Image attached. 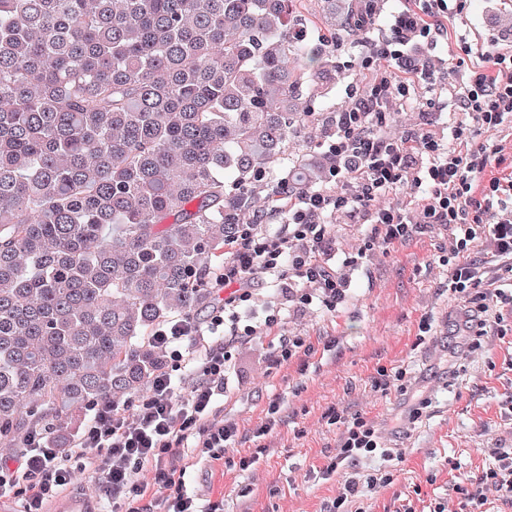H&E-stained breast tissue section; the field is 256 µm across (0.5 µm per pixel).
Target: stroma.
Wrapping results in <instances>:
<instances>
[{
	"mask_svg": "<svg viewBox=\"0 0 512 512\" xmlns=\"http://www.w3.org/2000/svg\"><path fill=\"white\" fill-rule=\"evenodd\" d=\"M466 36L491 63L512 49V0H468L461 16L449 19L448 37ZM367 47L359 37L344 40L336 53V76L324 95L309 102L313 112L345 109L351 89L368 83L373 72L360 68ZM436 66L437 83H419L408 105L390 102L387 129L447 132V111L428 107L458 81L446 60L445 45L421 48ZM336 270L345 281L346 300L337 310L303 309L284 302L278 288L258 286L253 308L282 306V333L302 338L308 354L275 365L277 347L255 337L237 344L225 377V417L239 436L222 459L186 457L185 485L198 498L223 499L224 512H322L339 487L340 477L318 472L335 455L337 431L327 422L330 407L347 408L383 421L398 400L375 391L379 368L406 369L414 381L435 356L440 338L449 335L466 301L448 290V232L438 226L387 250L372 239L368 225L348 214L333 217ZM365 263H356L360 251ZM432 318V335L418 338L423 315ZM448 376L430 381V403L404 434L385 436L388 448L405 449L404 462L384 456L361 461L357 472L392 482L366 493V512H432L444 503L457 506V486L468 485L495 462L494 449L512 448V315L491 325L487 335L471 336ZM281 402L280 421L264 436L268 403ZM259 453L254 468L240 470V457Z\"/></svg>",
	"mask_w": 512,
	"mask_h": 512,
	"instance_id": "stroma-1",
	"label": "stroma"
}]
</instances>
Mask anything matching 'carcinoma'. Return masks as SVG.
Instances as JSON below:
<instances>
[{"instance_id":"obj_1","label":"carcinoma","mask_w":512,"mask_h":512,"mask_svg":"<svg viewBox=\"0 0 512 512\" xmlns=\"http://www.w3.org/2000/svg\"><path fill=\"white\" fill-rule=\"evenodd\" d=\"M367 36L376 0H320ZM301 0H0V450H66L151 387L154 333L211 296L224 239L336 47ZM302 11L315 23L314 26L308 29V39L316 42H323L322 40L329 39L330 30L317 17L318 13H321L320 3L314 0H305V2H303Z\"/></svg>"}]
</instances>
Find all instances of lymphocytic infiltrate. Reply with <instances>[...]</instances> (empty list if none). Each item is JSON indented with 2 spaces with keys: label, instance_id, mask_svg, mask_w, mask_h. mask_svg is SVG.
<instances>
[{
  "label": "lymphocytic infiltrate",
  "instance_id": "obj_1",
  "mask_svg": "<svg viewBox=\"0 0 512 512\" xmlns=\"http://www.w3.org/2000/svg\"><path fill=\"white\" fill-rule=\"evenodd\" d=\"M465 7L466 0H406L392 17L389 37L370 43L363 59L378 66L372 80L352 90L350 105L324 143L332 187L297 193L288 181L278 182L268 206L286 218L280 234L263 237L256 225L246 224L225 240L224 265L211 281L212 290L225 291L223 303L204 322L176 319L155 332L171 367L155 374L135 411L102 402L64 452L44 436L29 437L19 460L0 461V499H19L22 512H45L46 503L81 475L98 488L110 512H143L139 503L151 491L164 512H224L223 501L189 495L183 475L166 466L165 456L190 449L218 460L236 440V425L217 416L231 349L245 337L277 334L281 326L274 306L256 323L242 324L240 310L252 301L256 278L276 283L286 298H298L306 308L332 311L344 302V285L331 265L329 219L337 213L358 216L388 249L444 225L451 238L448 289L455 294H470L483 283L484 257L512 259V179L485 175L502 151L494 131L512 124V51L497 54L489 69L473 63L471 44L460 42L453 60L460 79L448 92L447 135L420 130L391 136L385 130L389 102L408 101L419 81L435 76L426 64L393 73L392 61L447 41L448 18ZM402 185L416 200L415 213L381 203ZM186 368L198 377L180 396L172 372ZM328 420L339 439L324 474L383 454V428L366 414L333 409ZM495 455V467L461 488L460 512H485L491 490L512 501V448L496 449ZM146 467L153 474L148 482L138 478Z\"/></svg>",
  "mask_w": 512,
  "mask_h": 512
}]
</instances>
